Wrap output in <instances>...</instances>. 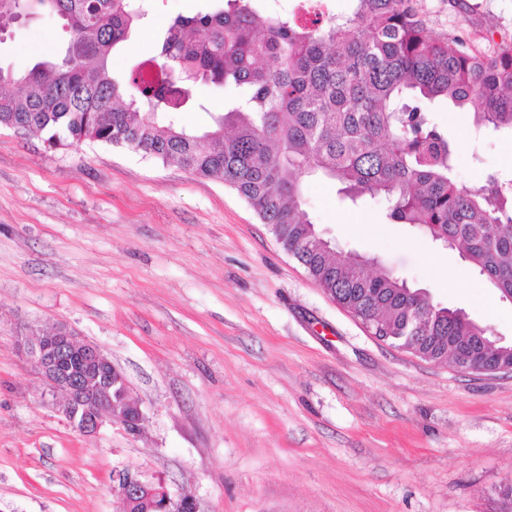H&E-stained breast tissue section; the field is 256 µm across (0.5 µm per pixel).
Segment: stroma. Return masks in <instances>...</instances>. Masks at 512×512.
<instances>
[{
    "label": "stroma",
    "mask_w": 512,
    "mask_h": 512,
    "mask_svg": "<svg viewBox=\"0 0 512 512\" xmlns=\"http://www.w3.org/2000/svg\"><path fill=\"white\" fill-rule=\"evenodd\" d=\"M433 35L486 54L512 43V0H417ZM205 0H147L112 57L124 78L159 31ZM69 34L41 15L0 31V68L58 61ZM179 116L208 130L235 89H197ZM455 178L512 173V134L475 131L439 102ZM302 207L337 247L512 342V303L460 250L385 206L307 182ZM451 286H442L445 277ZM66 325L100 346L146 415L139 436L79 434L23 347ZM164 479L200 512H504L512 373L465 372L371 335L222 181L95 142L49 147L0 128V512H122L116 471Z\"/></svg>",
    "instance_id": "stroma-1"
}]
</instances>
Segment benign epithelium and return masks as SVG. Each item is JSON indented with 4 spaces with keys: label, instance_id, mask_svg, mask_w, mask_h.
<instances>
[{
    "label": "benign epithelium",
    "instance_id": "7a95c632",
    "mask_svg": "<svg viewBox=\"0 0 512 512\" xmlns=\"http://www.w3.org/2000/svg\"><path fill=\"white\" fill-rule=\"evenodd\" d=\"M365 327L382 340L420 355L416 344L398 336H383L376 322ZM28 351L38 372L52 392L64 395L63 413L70 424L85 436H94L109 421L137 436L146 421L139 403L130 395L123 372L97 345L83 342L64 327L43 331L27 341ZM124 512H200L197 500L185 493H174L163 479L146 481L125 469L112 476Z\"/></svg>",
    "mask_w": 512,
    "mask_h": 512
}]
</instances>
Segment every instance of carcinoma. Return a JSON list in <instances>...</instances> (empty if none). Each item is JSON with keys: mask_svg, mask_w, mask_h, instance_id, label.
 <instances>
[{"mask_svg": "<svg viewBox=\"0 0 512 512\" xmlns=\"http://www.w3.org/2000/svg\"><path fill=\"white\" fill-rule=\"evenodd\" d=\"M170 18L154 54L126 79L114 50L141 0H0V19L54 14L70 40L61 62L0 69V127L46 132L50 146H120L224 181L336 302L378 315L387 336H420L433 359L474 365L500 354L493 333L426 301L392 272L323 239L301 208L304 183L342 199L384 202L391 224L416 226L512 300V178L458 187L455 150L431 123L437 101L472 106L473 126L512 132V45L491 55L431 34L413 0H351L346 14L271 12L268 0H212ZM202 83L238 91L204 132L177 121Z\"/></svg>", "mask_w": 512, "mask_h": 512, "instance_id": "carcinoma-1", "label": "carcinoma"}]
</instances>
